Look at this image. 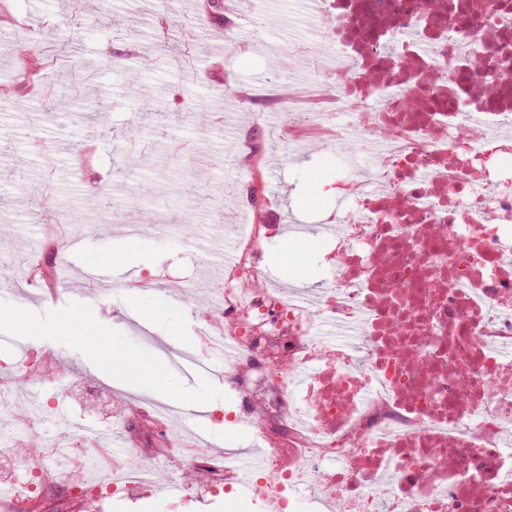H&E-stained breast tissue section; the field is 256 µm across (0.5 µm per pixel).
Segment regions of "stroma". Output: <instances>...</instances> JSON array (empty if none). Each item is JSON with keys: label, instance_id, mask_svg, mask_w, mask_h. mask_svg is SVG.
<instances>
[{"label": "stroma", "instance_id": "obj_1", "mask_svg": "<svg viewBox=\"0 0 512 512\" xmlns=\"http://www.w3.org/2000/svg\"><path fill=\"white\" fill-rule=\"evenodd\" d=\"M201 0H180L166 43L156 41L155 21L163 17V0H0V82L18 87L13 99L0 102V274L17 262L45 254L48 244L36 216L50 205L62 221L101 203L104 220L73 224L72 237L82 239L87 257H108L131 249L134 265L125 279L79 289V275L57 281L55 303L32 304L39 287L23 282L0 294V351L14 354L12 339L50 363L72 364L77 380L111 383L110 368L98 364L92 345L62 335L68 318L92 321L117 350H132L154 366L160 379L187 399L205 400L208 410L230 400L224 380L214 374L187 378L171 361L165 345L196 351L209 328L207 309L171 297L196 277H215L222 270L223 241L215 237L224 221L225 184L244 180L234 163L246 129L233 99L219 97L225 80L252 88L270 83L308 82L309 72L285 65L288 47L306 42L316 20L305 0H262L253 15L238 21L237 53L221 41L224 0H212L209 13ZM46 56L49 65L37 95H30L10 53L16 44ZM141 74L137 97L127 91L126 73ZM205 103L210 119L196 123L192 113ZM268 158L262 185L275 201L281 224H311L336 207L332 194H314L315 183H334L355 167L351 158L332 151L285 153L275 111L260 122ZM54 146L55 166L46 168L40 145ZM151 207L155 224L145 236L133 235L142 207ZM286 241L269 248L267 274L281 282L304 276L314 285L324 276L321 264L327 242L315 236L303 270L287 267ZM153 275L155 288L141 301L145 338L132 337L126 288ZM29 309L26 327L12 314ZM37 400L54 399L63 416L56 426L59 444H78L93 460L91 478L111 480L110 465L97 462L95 451L80 443L84 427L110 428L112 401L90 404L76 397L69 382L39 386ZM87 512H257L250 491L232 500L216 495L208 502L167 495L164 486L147 497L126 501L100 499Z\"/></svg>", "mask_w": 512, "mask_h": 512}]
</instances>
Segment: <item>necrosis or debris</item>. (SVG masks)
<instances>
[{
  "instance_id": "4bbe7bcc",
  "label": "necrosis or debris",
  "mask_w": 512,
  "mask_h": 512,
  "mask_svg": "<svg viewBox=\"0 0 512 512\" xmlns=\"http://www.w3.org/2000/svg\"><path fill=\"white\" fill-rule=\"evenodd\" d=\"M331 63L305 87L237 95L278 107L283 144L369 160L336 181L351 210L323 221L327 277L297 295L266 281L286 227L253 183L224 225L236 259L214 292L207 357L233 399L215 421L264 448V512H512V0H318ZM346 330L327 336L324 326ZM123 479L73 477L69 451L15 467L0 440L4 512H84L154 483L153 450L187 460L193 498L240 491L232 458L186 444L162 403L112 398Z\"/></svg>"
}]
</instances>
